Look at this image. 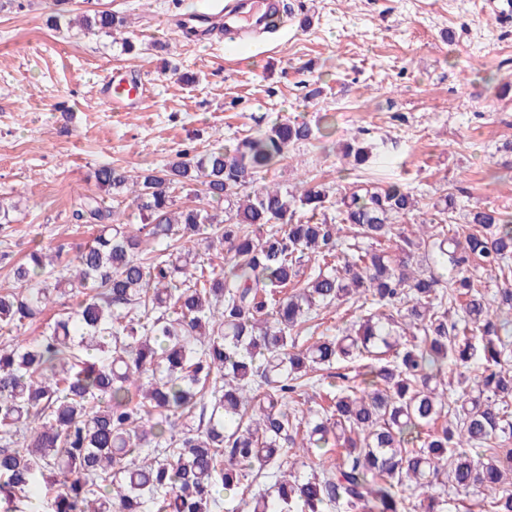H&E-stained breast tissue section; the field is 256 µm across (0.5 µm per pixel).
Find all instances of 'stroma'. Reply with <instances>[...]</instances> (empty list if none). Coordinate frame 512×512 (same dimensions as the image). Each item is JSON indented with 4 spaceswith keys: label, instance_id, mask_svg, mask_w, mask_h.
I'll list each match as a JSON object with an SVG mask.
<instances>
[{
    "label": "stroma",
    "instance_id": "obj_1",
    "mask_svg": "<svg viewBox=\"0 0 512 512\" xmlns=\"http://www.w3.org/2000/svg\"><path fill=\"white\" fill-rule=\"evenodd\" d=\"M98 2L124 19L133 51L81 28L85 0L0 9V196L13 205L0 290L31 247L70 256L90 238L73 213L97 193L99 165L160 168L183 148L201 154L279 120L313 127L327 112L330 135L291 146L265 184L339 197L364 179L403 181L419 201L400 224L409 236L448 194L460 222L477 205L512 213V22L488 0H283L273 34L235 47L169 28L204 0ZM114 71L144 78L134 111L99 99ZM356 139L372 155L354 167L342 151ZM365 313L351 301L320 309L296 341L342 335Z\"/></svg>",
    "mask_w": 512,
    "mask_h": 512
}]
</instances>
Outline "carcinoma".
<instances>
[{
  "mask_svg": "<svg viewBox=\"0 0 512 512\" xmlns=\"http://www.w3.org/2000/svg\"><path fill=\"white\" fill-rule=\"evenodd\" d=\"M122 23L83 16L105 33ZM312 136L284 120L161 169L95 170L100 189L131 187L140 223L88 195L75 216L96 233L73 261L37 245L0 292V512H215L222 492L249 494V512H448L450 489L512 512V320L498 315L512 312V215L475 206L457 224L446 197L416 243L397 227L417 204L399 182L335 200L253 187ZM394 238L396 259L372 246ZM202 247L226 252L224 270L197 274ZM418 251L431 267L417 272ZM310 254L321 265L301 287ZM474 257L503 278L491 301ZM66 296L39 336L21 333ZM350 299L374 312L298 347L313 312ZM347 359L363 360L352 383L326 382ZM323 384L328 407L298 410ZM293 448L339 453L290 478Z\"/></svg>",
  "mask_w": 512,
  "mask_h": 512,
  "instance_id": "cac0c4a2",
  "label": "carcinoma"
}]
</instances>
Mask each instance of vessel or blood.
Returning a JSON list of instances; mask_svg holds the SVG:
<instances>
[{"label": "vessel or blood", "mask_w": 512, "mask_h": 512, "mask_svg": "<svg viewBox=\"0 0 512 512\" xmlns=\"http://www.w3.org/2000/svg\"><path fill=\"white\" fill-rule=\"evenodd\" d=\"M280 0H209L206 8L183 18V25L203 24L208 34L236 42L264 35L269 15L280 11ZM141 82L114 76L103 84L101 98L113 111L128 112L140 97Z\"/></svg>", "instance_id": "1"}]
</instances>
